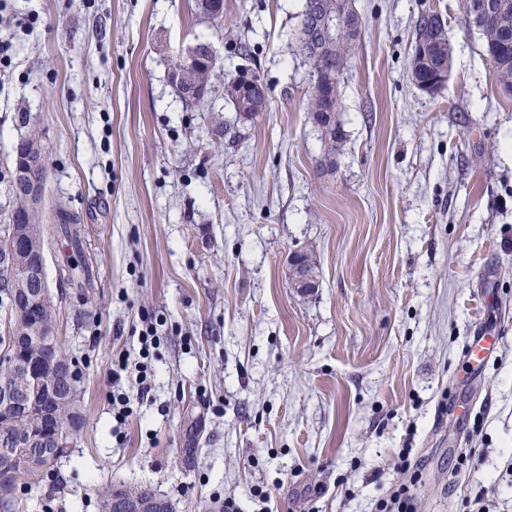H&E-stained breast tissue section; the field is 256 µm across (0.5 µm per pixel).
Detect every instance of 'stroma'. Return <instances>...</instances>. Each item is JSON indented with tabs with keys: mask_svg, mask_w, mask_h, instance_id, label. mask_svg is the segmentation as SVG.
<instances>
[{
	"mask_svg": "<svg viewBox=\"0 0 512 512\" xmlns=\"http://www.w3.org/2000/svg\"><path fill=\"white\" fill-rule=\"evenodd\" d=\"M302 4L224 0L214 20L196 0H0V233L17 149L38 133L57 334L83 396L70 454L23 489L47 512H98L109 483L151 486L174 512H371L403 448L422 465L414 512H512V94L463 0H355L329 154L307 112ZM429 10L452 53L432 95L410 76ZM198 38L218 55L190 104L169 63ZM243 68L267 100L249 120L224 94ZM58 205L81 217V252L53 233ZM298 253L315 266L307 293ZM68 258L90 287L61 279ZM147 317L160 341L143 395L112 369L139 361ZM488 332L501 346L473 371L467 346ZM473 448L478 465L451 479Z\"/></svg>",
	"mask_w": 512,
	"mask_h": 512,
	"instance_id": "1",
	"label": "stroma"
}]
</instances>
